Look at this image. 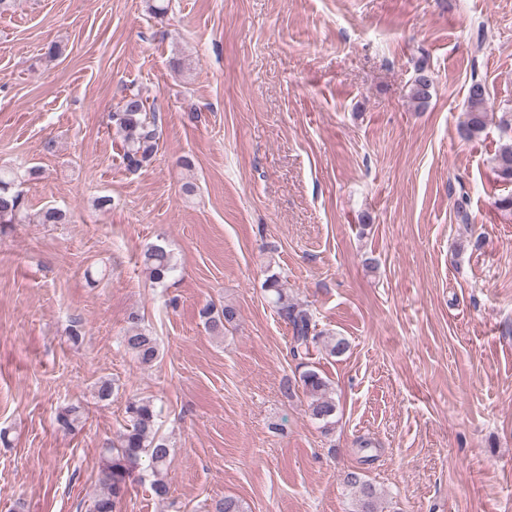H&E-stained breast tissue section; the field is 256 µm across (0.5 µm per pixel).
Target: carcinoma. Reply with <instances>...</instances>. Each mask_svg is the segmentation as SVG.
<instances>
[{"label":"carcinoma","mask_w":512,"mask_h":512,"mask_svg":"<svg viewBox=\"0 0 512 512\" xmlns=\"http://www.w3.org/2000/svg\"><path fill=\"white\" fill-rule=\"evenodd\" d=\"M414 79L410 98L416 109H425L431 98L433 81L429 75L427 58L422 56L414 63ZM489 112V94L480 82H472L468 88L466 117L460 127L463 138L470 140L485 129ZM111 126L122 136V164L129 173H136L146 166L158 151L161 130L156 113L148 112L146 100L138 92L122 97L116 111L109 113ZM497 176L512 182V145L503 147L494 158ZM18 176L10 168L0 167V236L7 233L14 224L25 219L27 210L23 191L18 189ZM142 262L156 283L167 280L176 270L172 254L160 245H149L143 252ZM264 286L273 293V304L277 314L292 328V353L302 359L298 378L287 381L284 392L291 397L294 386L302 388L309 398L308 409L311 417L318 421L323 432L328 433L335 425L336 401L332 396L330 379L323 376L317 367L305 361L310 347L323 344L328 354L343 355L349 348L343 337L328 335L317 330L312 315L289 296L282 288L279 277L269 276ZM207 330L220 336L226 326L237 321L238 310L226 304L219 310L212 306L201 312ZM129 329L123 336L125 349L131 352L143 365L153 364L160 355L157 338L142 324L141 317L132 313L128 318ZM160 411L154 402L144 398H130L125 405V427L115 440L104 449L99 475L100 492L91 498L87 512H121L129 485L135 480L142 466H147L153 476L151 489L158 497L169 493L168 467L171 448L159 433ZM80 408L68 405L56 414V424L62 430L72 431L80 423ZM351 489L354 509L352 512H378L380 494L376 487L364 480L360 474L350 472L345 478ZM209 512H246L242 501L227 496L215 501Z\"/></svg>","instance_id":"1"}]
</instances>
